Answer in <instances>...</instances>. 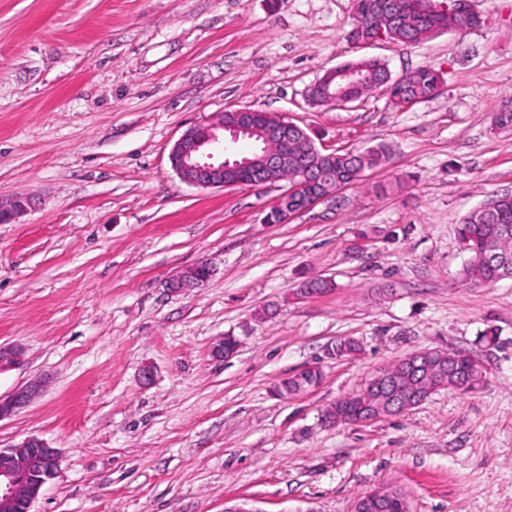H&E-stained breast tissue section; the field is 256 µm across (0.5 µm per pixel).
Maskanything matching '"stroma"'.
Masks as SVG:
<instances>
[{
    "instance_id": "stroma-1",
    "label": "stroma",
    "mask_w": 512,
    "mask_h": 512,
    "mask_svg": "<svg viewBox=\"0 0 512 512\" xmlns=\"http://www.w3.org/2000/svg\"><path fill=\"white\" fill-rule=\"evenodd\" d=\"M486 24L359 50L351 0H0V343L25 349L0 395L43 390L0 421L61 454L33 512H353L394 486L410 512H512V279L471 288L455 226L512 193V0ZM422 65L440 94L408 110L383 92L315 107L308 87L356 58ZM242 108L282 115L318 148L382 163L286 224L278 191L198 189L171 170L192 123ZM208 262L201 288L178 271ZM332 291L296 299L301 283ZM241 345L211 354L224 334ZM360 350L332 357L331 346ZM478 357L483 383L397 416L331 426L324 410L427 348ZM319 364V386L283 378ZM207 263V262H205ZM207 268V272L204 275L198 273H192L188 269L179 272L175 277L169 281L170 290L174 293L187 292L192 288H198L205 284L211 277V268L209 264H204Z\"/></svg>"
}]
</instances>
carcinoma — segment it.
<instances>
[{
  "label": "carcinoma",
  "instance_id": "cac0c4a2",
  "mask_svg": "<svg viewBox=\"0 0 512 512\" xmlns=\"http://www.w3.org/2000/svg\"><path fill=\"white\" fill-rule=\"evenodd\" d=\"M398 0H352L355 20L364 22L363 29L358 35L368 37L375 30V25L369 23L373 11L381 5L396 3ZM407 7L402 12V20L393 29L392 40L396 44H416L428 39L441 29L453 28L466 32L485 25L486 20L478 13L472 0H460V8L456 15L439 13L432 5V0H404ZM345 67H364L378 76L388 72L387 65L378 58H356L344 62ZM440 73L434 68L424 65L412 70L407 79L400 85L394 81L366 84L354 88L352 92L358 98L382 90L390 97L411 100L422 103L436 96L435 89ZM348 88L346 80L338 77L328 86L318 84L313 92V104L328 106V96ZM384 150L372 149L364 153H352L338 150L334 156L306 154L302 156V165L317 169L321 180L333 185L338 180L355 181L366 167L378 165ZM457 240L468 254V260L461 270V282L469 286H486L494 284L506 277H512V195H497L486 203L470 211L455 228ZM447 355L446 370L459 371L469 374L477 380L485 377V370L472 368L465 360L458 358L456 350H438L436 356ZM323 376L322 367L314 364L312 368L300 372V377L294 376L281 382L283 393L291 395L299 388H312L320 384ZM403 392L412 399L411 406L415 407L424 402L433 391V374L426 371L418 374H406L402 378ZM352 407H364L374 413H385L387 400L385 394L379 391L362 390L347 397Z\"/></svg>",
  "mask_w": 512,
  "mask_h": 512
}]
</instances>
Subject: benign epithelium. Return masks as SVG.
I'll return each mask as SVG.
<instances>
[{
	"instance_id": "1",
	"label": "benign epithelium",
	"mask_w": 512,
	"mask_h": 512,
	"mask_svg": "<svg viewBox=\"0 0 512 512\" xmlns=\"http://www.w3.org/2000/svg\"><path fill=\"white\" fill-rule=\"evenodd\" d=\"M261 110L243 108L207 118L187 127L168 153L173 172L184 183L200 189L227 188L240 182L224 180V171L246 170L253 184L275 186L287 178L288 161L296 158L299 146L311 137L298 125L280 116L258 120ZM345 183L319 187L311 168L299 173L276 198L272 209L279 223H288L295 215L313 209L335 196ZM29 200L22 196L0 198V223L16 220L27 211ZM204 275L189 270L179 272L169 281L174 293L187 292L205 284ZM23 349L17 345H0V372L22 360ZM390 388L388 407L404 412L409 403L401 390V379L394 374H376L368 386ZM41 390L35 381L6 398L0 397V421L26 407ZM59 450L43 440L29 437L8 448H0V512H30L32 503L44 487L57 477Z\"/></svg>"
}]
</instances>
